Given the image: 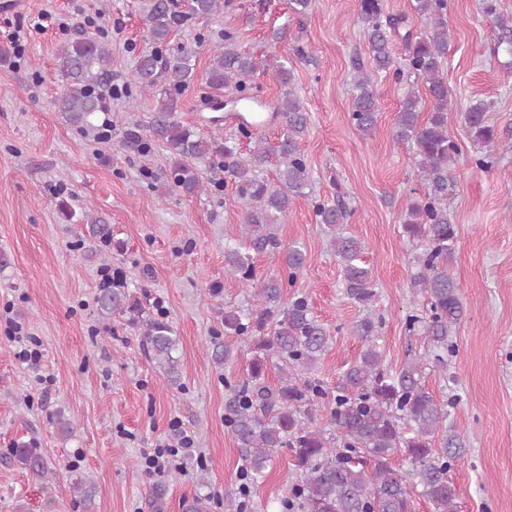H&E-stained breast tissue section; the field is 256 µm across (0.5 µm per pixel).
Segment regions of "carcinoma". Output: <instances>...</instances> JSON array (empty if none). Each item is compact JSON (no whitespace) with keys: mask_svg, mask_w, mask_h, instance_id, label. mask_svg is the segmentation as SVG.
Listing matches in <instances>:
<instances>
[{"mask_svg":"<svg viewBox=\"0 0 512 512\" xmlns=\"http://www.w3.org/2000/svg\"><path fill=\"white\" fill-rule=\"evenodd\" d=\"M449 0H416L414 9L423 19L422 32H414L404 14L384 10L383 0H358L357 23L367 39L374 72H385L400 81L402 69L395 65L394 43L407 48L406 66L427 83L432 109L425 121L422 97L413 91L404 95L393 129L397 141L412 144L424 173L427 191L410 201L404 212L403 229L412 240L425 244L414 257L416 272L412 287L423 295L426 307L406 319L411 336L424 338L434 353L436 365L444 366L456 345L450 328L463 316L459 285L448 272L458 238L457 225L448 217V196L453 192L452 166L459 156L457 143L448 136V85L441 67L448 56ZM145 18L151 46L139 54L129 85L140 93L153 94L156 107L148 123L132 124L123 133V145L141 154L152 143L169 152L170 183L191 196L206 187L221 188L222 181L205 183L202 167L224 172L238 195L250 208L244 218L242 240L224 247V265L245 286L259 289L262 305L240 315L224 313V334L237 336L253 353L249 377L229 394L224 404V424L237 442L249 478L264 477L268 463L281 449L289 450L299 471L290 507L300 512H413L410 484L421 487V495L434 512H456V489L450 478L451 462L464 449L453 447L447 436L435 444L436 435L448 417L445 405L425 389L421 358L390 372L377 349L373 316L356 322L353 333L364 342L359 357L337 378L329 393L315 376L317 362L325 351L329 334L311 312L304 297L284 301V288L292 285L304 267L306 253L298 245H284L271 232L284 217L294 198L306 185L309 173L300 141L307 132L308 113L300 100L288 93L276 106L282 129L276 146L278 176L272 182L263 176L269 151L261 144L246 156L221 134L222 124L204 136L179 120L182 95L195 82L215 92L229 91L231 105L242 101L259 103L250 81L256 74L275 68L282 84L291 83L288 59L259 58L241 51L230 33L215 44L211 63L199 74L196 56L182 47L170 50L173 32L200 17H209L221 0H137ZM498 45L512 54V16H495ZM109 53L105 45L89 35L65 42L59 54V69L65 88L57 98L58 110L72 126L84 129L101 109V85L108 79ZM372 78L363 66L353 75L352 126L363 135L378 123V104ZM473 141L481 150L472 158L482 171L497 163L500 150L512 142H498L495 127L487 122L482 103L463 112ZM317 223L331 234L348 294L369 304L374 296L369 269L362 266V245L343 232L349 216L343 194L332 204L314 206ZM87 236L99 249L112 251V225L88 224ZM278 253L286 276L256 280L252 254ZM96 313L103 319L118 317L141 332V341L151 359L167 375V382L180 385L177 371L178 339L171 321L151 313L141 299L122 283L100 284L95 295ZM278 360L281 372L277 386L265 382L269 360ZM328 400L330 418L337 434L308 425V407ZM403 450L411 460V477L392 466L394 455ZM11 457L33 476L48 480L43 457L29 443L17 441Z\"/></svg>","mask_w":512,"mask_h":512,"instance_id":"carcinoma-1","label":"carcinoma"}]
</instances>
